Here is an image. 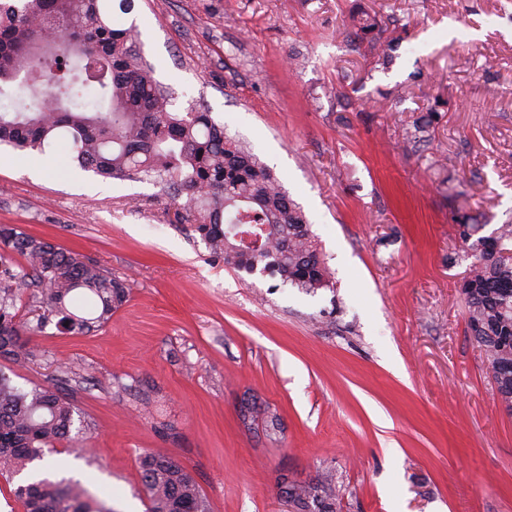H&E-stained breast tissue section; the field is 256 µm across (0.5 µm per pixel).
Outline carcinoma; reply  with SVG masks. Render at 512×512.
<instances>
[{
  "label": "carcinoma",
  "mask_w": 512,
  "mask_h": 512,
  "mask_svg": "<svg viewBox=\"0 0 512 512\" xmlns=\"http://www.w3.org/2000/svg\"><path fill=\"white\" fill-rule=\"evenodd\" d=\"M129 0H0V145L40 156L56 141L68 156L105 178L164 182L177 196L175 218L189 224L224 266L277 277L307 293L333 287L310 224L282 190L273 171L224 135L204 106L171 109V93L141 55L135 28L113 23ZM383 18L358 4L342 34L374 65L386 67L397 38ZM429 106L402 129L408 145L431 140L445 101ZM452 222L472 258L459 288L467 306V333L484 350L497 394L512 410V263L501 250L512 224L478 235L480 220L458 208ZM0 359L25 364L37 345L16 302L33 287L37 324L61 333L104 326L128 297L125 284L73 252L0 224ZM75 405L51 388L14 387L0 370V475L11 476L71 441ZM149 512H209L193 476L173 458H139ZM25 512H114L91 500L73 480L42 479L17 488ZM293 512H342L343 496L330 471L291 486Z\"/></svg>",
  "instance_id": "cac0c4a2"
}]
</instances>
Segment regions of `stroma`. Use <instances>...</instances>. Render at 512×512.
<instances>
[{
    "label": "stroma",
    "instance_id": "35a3bbf8",
    "mask_svg": "<svg viewBox=\"0 0 512 512\" xmlns=\"http://www.w3.org/2000/svg\"><path fill=\"white\" fill-rule=\"evenodd\" d=\"M408 37L386 69L341 36L356 2ZM173 108L207 106L307 215L334 286L315 294L228 269L171 191L0 147V224L59 245L127 286L107 326L34 330L41 353L1 370L58 388L92 423L10 477H73L114 512H145L138 458L165 453L210 512H284L281 478L334 471L343 512H512V411L466 332L458 284L471 263L451 229L447 177L487 230L512 223V0H136ZM402 84L400 108L379 90ZM459 99L427 150L397 130L424 86ZM280 418L268 436L244 402Z\"/></svg>",
    "mask_w": 512,
    "mask_h": 512
}]
</instances>
